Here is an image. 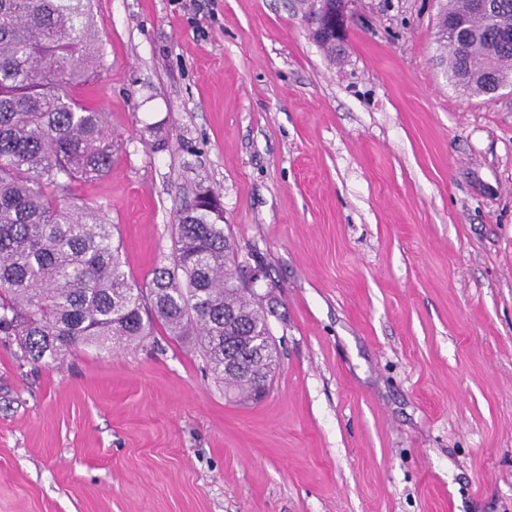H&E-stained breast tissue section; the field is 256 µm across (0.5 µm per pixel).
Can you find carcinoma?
<instances>
[{"instance_id":"obj_1","label":"carcinoma","mask_w":512,"mask_h":512,"mask_svg":"<svg viewBox=\"0 0 512 512\" xmlns=\"http://www.w3.org/2000/svg\"><path fill=\"white\" fill-rule=\"evenodd\" d=\"M491 21L470 0H448L443 17L466 26L448 44V79L474 93L512 79V0H494ZM90 0H0V334L24 358L62 361L79 345L112 349L151 336L155 325L190 337L226 389L266 393L277 366L238 347L267 326L235 269V242L208 189L176 218L172 266L129 282L102 209L74 202L77 182L112 168V131L76 89L101 66Z\"/></svg>"}]
</instances>
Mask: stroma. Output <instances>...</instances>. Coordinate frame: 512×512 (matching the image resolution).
Returning a JSON list of instances; mask_svg holds the SVG:
<instances>
[{
    "label": "stroma",
    "mask_w": 512,
    "mask_h": 512,
    "mask_svg": "<svg viewBox=\"0 0 512 512\" xmlns=\"http://www.w3.org/2000/svg\"><path fill=\"white\" fill-rule=\"evenodd\" d=\"M446 0H94L114 161L75 193L129 281L197 186L273 293L265 398L188 339L23 360L0 335V512H512V88L465 92ZM312 3L306 22L313 39L327 38L345 48L348 20L356 0H313Z\"/></svg>",
    "instance_id": "obj_1"
}]
</instances>
